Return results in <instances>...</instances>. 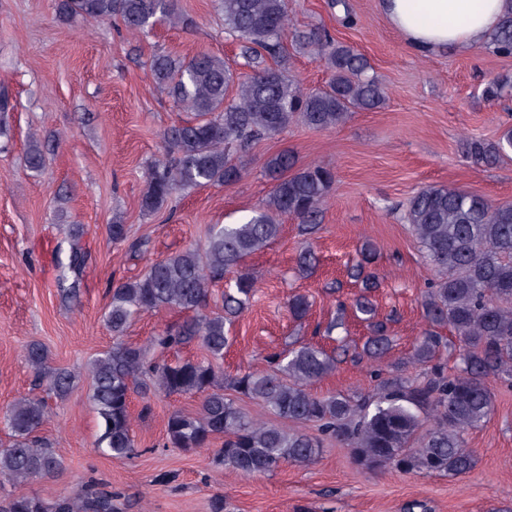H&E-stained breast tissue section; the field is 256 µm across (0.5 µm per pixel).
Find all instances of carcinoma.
Instances as JSON below:
<instances>
[{"instance_id": "1", "label": "carcinoma", "mask_w": 512, "mask_h": 512, "mask_svg": "<svg viewBox=\"0 0 512 512\" xmlns=\"http://www.w3.org/2000/svg\"><path fill=\"white\" fill-rule=\"evenodd\" d=\"M221 8L224 30L241 44V57L250 72L236 78L228 62L207 53L188 61L169 53L153 56L149 70L155 85L195 118L164 134L166 158L148 169L140 200L145 213L161 209L182 189L238 182L244 170L242 158L261 137L275 136L295 122L313 130L333 129L351 113L374 110L385 100L381 85L367 75L366 58L323 26L291 25L288 0H221ZM55 9L65 19L117 18L130 34L158 21L189 24V18L178 12L176 0H55ZM486 49L512 56V9ZM294 52L308 53L322 64L328 75L324 88L307 91L292 78ZM511 90L512 80L497 78L485 84L482 96L495 104ZM462 149L474 163L494 166L512 154V127L504 128L495 141L469 137ZM25 163L35 171L46 164L44 145L34 136ZM264 170L275 185L261 210L238 224L209 226L202 245L157 260L139 277L110 288L104 322L112 332V347L94 358L88 369L91 401L101 422L98 447L113 457L134 454L130 399L152 389L169 396L202 395L196 414L175 411L168 416L167 445L206 448L213 437L222 435L219 462L246 476L271 472L284 462H313L324 436L351 448L354 462L363 469L388 467L425 475L470 472L475 457L465 435L487 424L494 410L487 379H512V204H493L450 186H427L403 205L401 219L435 271L422 296L424 316L433 326H449L462 344L453 375L439 362L446 338L427 330L409 357L399 359L388 371L376 369L373 393H312L310 387L344 360L378 364L392 346L387 322L375 319L372 301L361 294L354 306L370 329L361 348L352 351L345 337H332L343 327L337 318L324 330V336L336 342L332 349L302 343L271 355L270 370L245 371L225 383L213 361L224 357L233 341L230 328L256 292V278L246 259L278 237L283 216L297 221L301 236L316 233L336 182L333 169L301 167L286 151L269 158ZM87 261L88 252L76 246L68 261L60 263L62 301L79 298ZM371 261L372 250L366 247L350 269L351 278L366 291L379 285ZM222 281L223 311L205 312L212 286ZM310 307L301 294L288 301L289 312L298 321L305 319ZM162 309L192 316L166 327L146 344L124 341L135 318ZM196 342L207 350L209 360L160 359L166 351ZM26 358L47 391L58 398L69 393L74 375L50 367L43 345L29 344ZM410 365L423 367L424 373L414 379L404 376ZM226 385L281 418L314 424L318 434L248 419L224 398ZM46 418V407L36 397L21 398L7 411L3 423L10 440L0 443V479L32 480L61 469V459L39 436ZM117 510L109 491L52 503L22 496L0 508V512Z\"/></svg>"}]
</instances>
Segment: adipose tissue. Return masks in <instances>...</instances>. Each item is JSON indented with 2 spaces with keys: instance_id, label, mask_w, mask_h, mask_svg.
Here are the masks:
<instances>
[{
  "instance_id": "ef3b65f1",
  "label": "adipose tissue",
  "mask_w": 512,
  "mask_h": 512,
  "mask_svg": "<svg viewBox=\"0 0 512 512\" xmlns=\"http://www.w3.org/2000/svg\"><path fill=\"white\" fill-rule=\"evenodd\" d=\"M505 7V0H380L388 24L426 54L487 46Z\"/></svg>"
}]
</instances>
